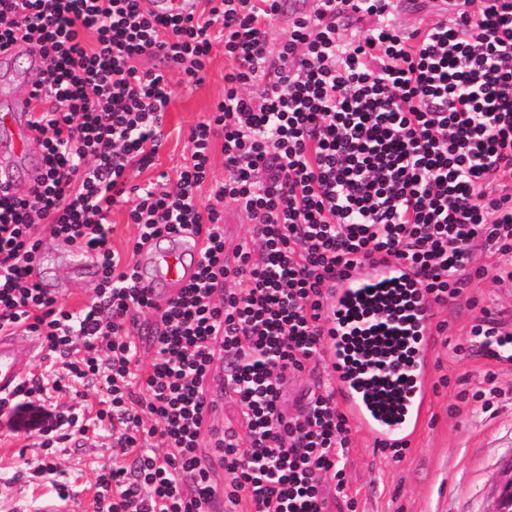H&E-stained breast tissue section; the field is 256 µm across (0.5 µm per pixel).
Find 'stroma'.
Masks as SVG:
<instances>
[{"label":"stroma","instance_id":"35a3bbf8","mask_svg":"<svg viewBox=\"0 0 512 512\" xmlns=\"http://www.w3.org/2000/svg\"><path fill=\"white\" fill-rule=\"evenodd\" d=\"M224 48L215 45L201 84H187L173 74L174 94L165 112V135L151 167L131 172L129 180L144 184L175 175L186 164L185 133L212 111L224 95ZM69 248L46 239L41 261L46 278L55 284L58 299L80 309L90 304L93 288L68 278L65 263ZM487 277L474 282L469 296L485 300L501 318L512 315V293L495 282L499 270L512 268V254L484 252ZM478 309L460 303L451 314L447 335L434 339L433 376L448 377V385L435 392L431 408L414 444L403 458L381 453L360 431H352L345 450L344 492H330L328 512H347V499H354L356 512H491L499 483L512 472V364L472 354L455 353ZM495 370L498 394L487 409L473 406L453 411L457 378L470 384L482 382L487 370ZM30 413L16 417L0 415V512H28L39 496L55 494L66 486L74 512H94V494L100 466L112 463V435L90 431L73 435L56 448L55 474L35 476L44 451Z\"/></svg>","mask_w":512,"mask_h":512}]
</instances>
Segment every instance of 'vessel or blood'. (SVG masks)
I'll return each mask as SVG.
<instances>
[{"label": "vessel or blood", "instance_id": "obj_1", "mask_svg": "<svg viewBox=\"0 0 512 512\" xmlns=\"http://www.w3.org/2000/svg\"><path fill=\"white\" fill-rule=\"evenodd\" d=\"M146 10L158 15H187L197 9L195 0H144ZM44 60L38 51L18 42L0 49V72L15 76L22 92L4 91L5 105L0 108V181L9 184L21 196L27 195L43 165L39 152L40 133L36 126L33 91L42 79ZM204 239L191 232H180L144 243L136 258L139 281L149 297L165 305L186 286L196 271L203 252ZM72 275L86 280L100 273L96 255L90 251H74L68 260ZM412 280L411 271L403 265H363L337 278L332 289L335 305H343L350 295L369 283L390 278ZM40 347L39 342L19 345L15 337L0 335V396L11 395L24 379L29 362ZM327 359L336 382V399L352 425L370 435L374 441L403 446L411 442L421 429L425 409L432 393V341L423 338L417 348L413 371V392L402 416L388 418L375 410L362 388L354 382L338 345H331Z\"/></svg>", "mask_w": 512, "mask_h": 512}]
</instances>
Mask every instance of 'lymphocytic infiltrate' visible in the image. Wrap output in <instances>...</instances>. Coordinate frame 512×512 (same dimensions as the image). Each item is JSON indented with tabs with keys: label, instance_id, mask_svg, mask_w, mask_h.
I'll use <instances>...</instances> for the list:
<instances>
[{
	"label": "lymphocytic infiltrate",
	"instance_id": "1",
	"mask_svg": "<svg viewBox=\"0 0 512 512\" xmlns=\"http://www.w3.org/2000/svg\"><path fill=\"white\" fill-rule=\"evenodd\" d=\"M280 2L204 0L198 15L159 17L140 0H0V48L21 40L45 63L44 170L26 196L0 186V331L40 336L47 357L99 393L95 418L117 460L98 476L95 512H206L219 490L224 512H326V488L345 490L349 422L332 382L291 417L282 396L285 371L321 361L327 279L376 259L417 271L412 282L357 289L341 319L360 383L393 416L411 388L418 313L453 308L486 274L487 245L512 253V0H448L446 18L410 32L393 0H318L275 45ZM355 16L376 23L341 33L339 19ZM217 39L224 98L190 127L189 165L176 179L130 185L131 171L153 163L170 70L201 83ZM145 55L165 68L139 69ZM125 196L137 233L122 254L108 216ZM228 202L252 222L231 255ZM182 230L206 248L195 281L160 308L133 256ZM47 234L99 259L93 301L80 310L28 279ZM219 349L242 435L209 430L203 384ZM456 349L511 362L512 331L484 306ZM50 389L63 391L60 376L25 380L0 411L33 407ZM37 429L48 451L89 424L57 412Z\"/></svg>",
	"mask_w": 512,
	"mask_h": 512
}]
</instances>
